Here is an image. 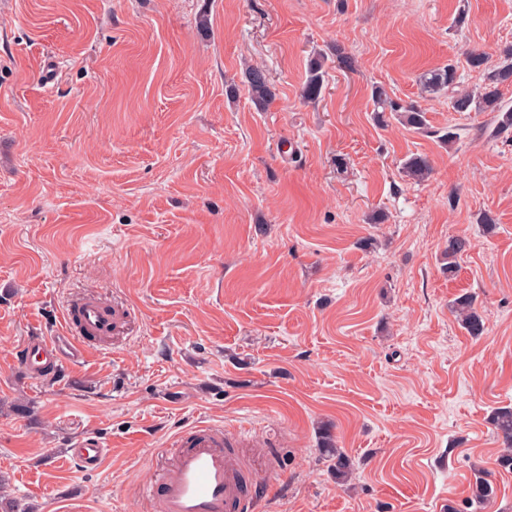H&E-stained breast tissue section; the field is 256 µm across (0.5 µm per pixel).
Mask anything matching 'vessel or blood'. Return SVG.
<instances>
[{
  "label": "vessel or blood",
  "instance_id": "obj_1",
  "mask_svg": "<svg viewBox=\"0 0 512 512\" xmlns=\"http://www.w3.org/2000/svg\"><path fill=\"white\" fill-rule=\"evenodd\" d=\"M65 329L58 336L27 337L15 356L16 366L38 377H55L62 365L81 363L87 341L109 334L112 309L99 295L86 294L64 311ZM244 430L202 422L185 428L168 440L174 461L165 465L158 484L144 485L146 512H252L254 495L243 478L241 463L228 444L246 439ZM87 472L103 466L107 450L100 438L86 436L68 450Z\"/></svg>",
  "mask_w": 512,
  "mask_h": 512
}]
</instances>
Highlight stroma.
<instances>
[{"instance_id": "35a3bbf8", "label": "stroma", "mask_w": 512, "mask_h": 512, "mask_svg": "<svg viewBox=\"0 0 512 512\" xmlns=\"http://www.w3.org/2000/svg\"><path fill=\"white\" fill-rule=\"evenodd\" d=\"M511 45L512 0H0V488L20 512L77 493L143 512L158 449L202 421L276 449L257 512H441L479 467L483 512H512L489 422L512 405V136L418 82L452 62L475 88L467 52ZM247 64L275 88L265 110ZM376 83L431 135L378 126ZM412 153L428 180L401 177ZM85 292L111 301V337L57 377L20 371L24 338L58 335ZM465 292L476 338L448 307ZM324 422L355 464L343 486ZM87 435L108 448L92 474L67 454ZM325 56L320 55L311 59L308 74L302 91L304 101L311 102L320 98L324 86L326 70L324 69ZM252 101L260 109H265L275 97L274 87L264 69L249 65L242 73Z\"/></svg>"}]
</instances>
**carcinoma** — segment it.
Masks as SVG:
<instances>
[{"instance_id": "1", "label": "carcinoma", "mask_w": 512, "mask_h": 512, "mask_svg": "<svg viewBox=\"0 0 512 512\" xmlns=\"http://www.w3.org/2000/svg\"><path fill=\"white\" fill-rule=\"evenodd\" d=\"M325 56L321 55L309 63L308 74L302 91V98L307 102L320 98L324 86L326 70ZM469 69L478 72L482 84L475 91L458 88L457 70L452 64L432 69L420 77L422 90L429 94H448L452 109L456 112H489L493 114L494 132L502 134L512 130V107L502 99L501 88L512 84V46L504 50L501 61L488 65L487 57L471 51L466 56ZM252 101L259 108H266L275 97L274 87L264 69L249 65L242 73ZM375 119L384 126L389 119L415 130L418 133L435 134L443 143H454L457 134L448 131L439 134L431 130L427 123L426 112L413 104L403 105L392 99L385 88L376 86L372 94ZM433 171L430 160L422 154H412L402 163V173L414 181L427 179ZM469 240L465 237H453L448 240V247L443 254L445 270L452 276L457 271V260L467 250ZM452 312L461 327L471 336H480L484 331L482 317L475 309L474 295L464 293L456 296L450 304ZM497 439L501 441L502 450L497 465L502 469L512 470V406L495 409L490 417ZM322 455L330 462L336 482L348 479L353 470V460L335 443L327 430L319 432ZM495 494L492 473L485 469L477 470L475 480L470 484V496L462 504L448 502V512H466L471 509L478 512Z\"/></svg>"}]
</instances>
